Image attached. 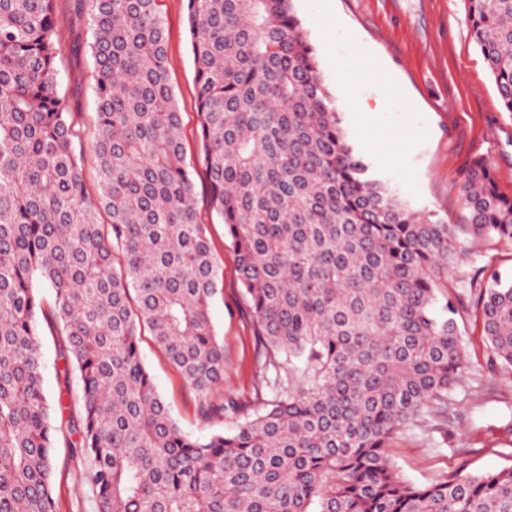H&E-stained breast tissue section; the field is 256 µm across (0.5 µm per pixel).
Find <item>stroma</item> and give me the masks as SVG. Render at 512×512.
Wrapping results in <instances>:
<instances>
[{"label": "stroma", "mask_w": 512, "mask_h": 512, "mask_svg": "<svg viewBox=\"0 0 512 512\" xmlns=\"http://www.w3.org/2000/svg\"><path fill=\"white\" fill-rule=\"evenodd\" d=\"M302 30L315 50L319 70L336 97L349 142L372 174L410 208L448 224H464L468 212L462 187L476 158L493 169L501 192L512 196V113L504 111L496 84L469 34L464 0H294ZM166 34V64L182 114L187 159L202 151L196 104L197 79L188 47L186 0H159ZM62 42L59 94L73 119L89 125L96 110L93 59L86 48L89 17L74 0H57ZM363 71L356 104L342 100L341 77ZM196 206L207 224L222 283L211 320L224 344V381L212 389L214 402L237 401L256 411L259 350L255 320L238 280L237 257L221 220L210 207L204 169L194 172ZM466 255L448 275V291L463 281L498 272L512 277V245L495 239L461 237ZM46 311L38 315L43 385L48 397L66 395L80 416L76 373L65 370L64 341L47 310L53 296L42 288ZM469 355L463 388L452 396L447 419H426L398 434L389 459L408 483L425 486L452 479L459 471L479 474L512 468V369L488 362L482 320L466 301L460 324ZM140 351L156 389L180 428L204 439L235 429L242 415L203 416L196 391L169 363L151 336ZM55 486L61 512H93L80 470L66 444L55 456Z\"/></svg>", "instance_id": "obj_1"}]
</instances>
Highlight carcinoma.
I'll return each instance as SVG.
<instances>
[{"mask_svg": "<svg viewBox=\"0 0 512 512\" xmlns=\"http://www.w3.org/2000/svg\"><path fill=\"white\" fill-rule=\"evenodd\" d=\"M91 20L97 112L58 92L56 0H0V512H59L56 408L37 315L81 383L67 447L94 512H512V468L408 484L389 440L443 413L468 359L457 232L512 244V197L478 158L470 223L409 209L348 143L294 0H187L212 210L260 340L263 407L228 433L181 430L144 365L148 330L201 398L224 378L210 318L221 281L166 67L157 0H76ZM512 112V0H465ZM98 170L88 192L75 140ZM106 212L110 223L99 221ZM488 360L512 369V279L471 283ZM275 391L263 399V388Z\"/></svg>", "mask_w": 512, "mask_h": 512, "instance_id": "carcinoma-1", "label": "carcinoma"}]
</instances>
